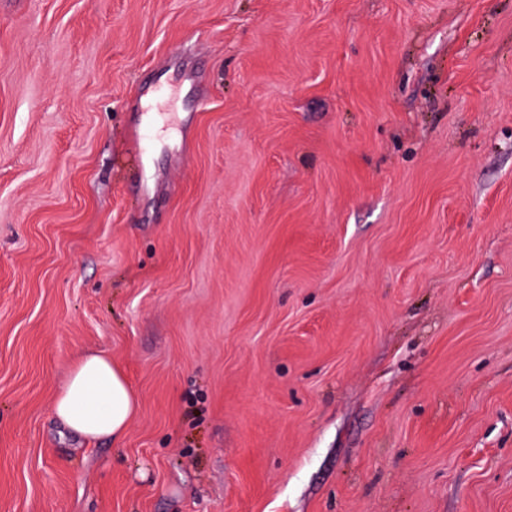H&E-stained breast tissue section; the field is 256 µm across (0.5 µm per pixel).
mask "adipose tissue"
Returning a JSON list of instances; mask_svg holds the SVG:
<instances>
[{"instance_id":"obj_1","label":"adipose tissue","mask_w":512,"mask_h":512,"mask_svg":"<svg viewBox=\"0 0 512 512\" xmlns=\"http://www.w3.org/2000/svg\"><path fill=\"white\" fill-rule=\"evenodd\" d=\"M137 408L123 371L103 353L76 357L52 405L67 430L89 443L122 437Z\"/></svg>"}]
</instances>
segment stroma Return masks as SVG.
<instances>
[{
	"mask_svg": "<svg viewBox=\"0 0 512 512\" xmlns=\"http://www.w3.org/2000/svg\"><path fill=\"white\" fill-rule=\"evenodd\" d=\"M0 512H512V0H0ZM137 408L123 371L103 353L76 357L52 405L67 430L88 443L122 437Z\"/></svg>",
	"mask_w": 512,
	"mask_h": 512,
	"instance_id": "35a3bbf8",
	"label": "stroma"
}]
</instances>
